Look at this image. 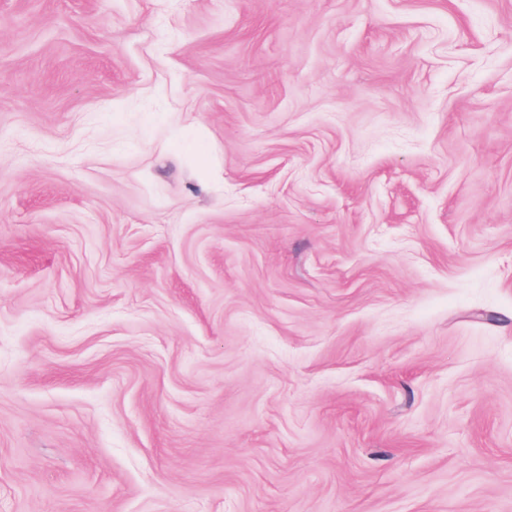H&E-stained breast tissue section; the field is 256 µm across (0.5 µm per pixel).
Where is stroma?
<instances>
[{"label":"stroma","instance_id":"obj_1","mask_svg":"<svg viewBox=\"0 0 512 512\" xmlns=\"http://www.w3.org/2000/svg\"><path fill=\"white\" fill-rule=\"evenodd\" d=\"M0 512H512V0H0Z\"/></svg>","mask_w":512,"mask_h":512}]
</instances>
